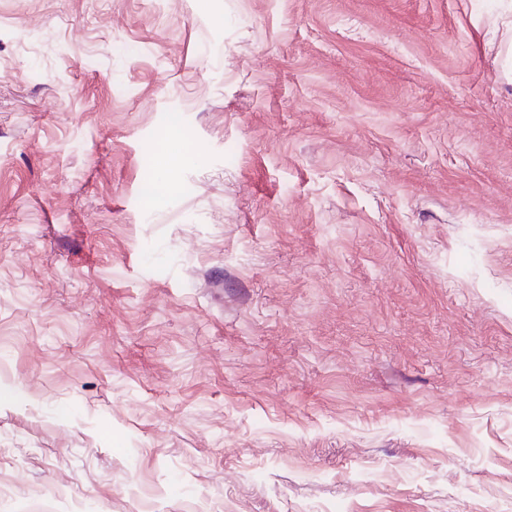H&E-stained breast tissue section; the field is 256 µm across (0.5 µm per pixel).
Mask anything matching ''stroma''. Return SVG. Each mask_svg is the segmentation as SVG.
I'll use <instances>...</instances> for the list:
<instances>
[{
  "instance_id": "35a3bbf8",
  "label": "stroma",
  "mask_w": 512,
  "mask_h": 512,
  "mask_svg": "<svg viewBox=\"0 0 512 512\" xmlns=\"http://www.w3.org/2000/svg\"><path fill=\"white\" fill-rule=\"evenodd\" d=\"M511 7L0 0V512H512Z\"/></svg>"
}]
</instances>
